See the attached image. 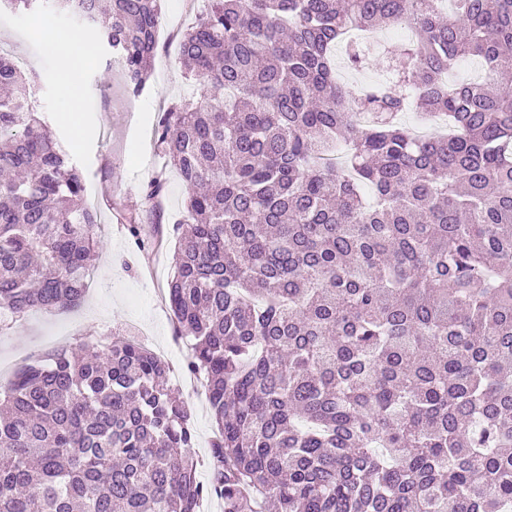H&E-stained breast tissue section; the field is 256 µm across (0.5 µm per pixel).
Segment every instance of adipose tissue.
<instances>
[{
    "mask_svg": "<svg viewBox=\"0 0 512 512\" xmlns=\"http://www.w3.org/2000/svg\"><path fill=\"white\" fill-rule=\"evenodd\" d=\"M93 39L83 32L66 34L58 43L56 54L62 68L57 78V88L61 100V119L70 124L74 139H82L84 129L79 117L85 110V98L82 89L74 79L76 69L86 60Z\"/></svg>",
    "mask_w": 512,
    "mask_h": 512,
    "instance_id": "ef3b65f1",
    "label": "adipose tissue"
}]
</instances>
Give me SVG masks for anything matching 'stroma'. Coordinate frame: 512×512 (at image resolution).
<instances>
[{
    "label": "stroma",
    "mask_w": 512,
    "mask_h": 512,
    "mask_svg": "<svg viewBox=\"0 0 512 512\" xmlns=\"http://www.w3.org/2000/svg\"><path fill=\"white\" fill-rule=\"evenodd\" d=\"M202 9V0H164L152 77L135 96L127 89L115 53L98 38L95 25L49 9L28 14L0 4V52L35 76L38 110L85 177L83 201L97 210L101 237L86 297L79 307L53 314L32 313L0 328V384H7L21 367L56 344L73 347L83 342H108L118 333L141 341L151 351L163 354L171 367L172 383L191 410L192 453L200 461L198 476L204 481L209 477L205 460L216 426L203 384L183 374L186 340L177 335L165 301L176 243L170 218L182 211L185 199L177 174L168 175L165 218L159 226L161 247H140L120 221L122 212L147 209L143 186L165 165L154 143L160 112L173 101L201 93L178 60V39ZM55 29L94 36L96 52L79 73L87 109L81 116L85 136L78 145L69 128L58 121V61L47 40L48 31ZM383 35V46L366 52L356 70L347 65L345 47H337L336 67L350 90L383 80V58L395 56L401 45L397 28L384 29Z\"/></svg>",
    "instance_id": "stroma-1"
}]
</instances>
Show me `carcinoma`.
I'll return each instance as SVG.
<instances>
[{"label": "carcinoma", "instance_id": "carcinoma-1", "mask_svg": "<svg viewBox=\"0 0 512 512\" xmlns=\"http://www.w3.org/2000/svg\"><path fill=\"white\" fill-rule=\"evenodd\" d=\"M164 0H52L143 92ZM180 41L199 99L155 146L187 196L168 300L218 435L198 479L166 361L115 337L0 390V512H512V0H206ZM408 24L353 95L349 29ZM480 58L481 82L448 84ZM0 324L81 303L97 214L0 54ZM443 112L445 138L397 121ZM123 215L140 244L159 218Z\"/></svg>", "mask_w": 512, "mask_h": 512}]
</instances>
